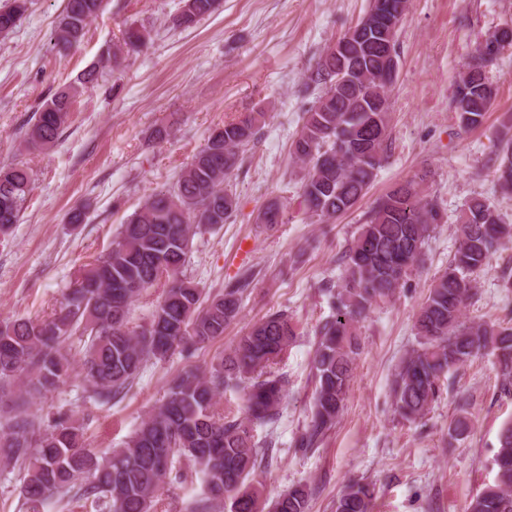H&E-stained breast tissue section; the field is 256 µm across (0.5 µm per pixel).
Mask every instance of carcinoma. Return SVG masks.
Returning a JSON list of instances; mask_svg holds the SVG:
<instances>
[{"instance_id":"1","label":"carcinoma","mask_w":512,"mask_h":512,"mask_svg":"<svg viewBox=\"0 0 512 512\" xmlns=\"http://www.w3.org/2000/svg\"><path fill=\"white\" fill-rule=\"evenodd\" d=\"M103 6V0H65L53 32L55 45L69 50ZM218 0H183L171 18L176 29L196 25L212 14ZM28 8L12 0L0 10V33L7 34ZM400 25L389 35L373 34L344 53L326 47L307 77L305 89L317 92L304 124L292 141L294 159L303 164L302 198L307 211L325 224L351 210L366 194L384 159L388 140L389 95L396 73L389 56H398ZM149 34L138 27L125 33L123 46L107 50L104 60L119 65L125 52H139ZM489 51L478 47L458 81L453 108L465 127L482 124L495 91L483 67L487 59L512 47V27ZM351 71L342 90L336 76ZM96 79L88 71L80 84L57 90L38 112L28 143L46 147L67 123L80 87ZM267 113H244L213 129L206 145L182 170L175 184L155 193L121 225L107 252L79 269L63 310L54 318L19 319L0 324V392L26 373L35 385L55 389L70 374L60 344L88 337L84 378L100 398L122 395L151 358L163 360L177 348L203 344L224 335L240 312L247 278L238 277L215 294L187 277L184 267L202 227L224 223L237 202L224 188L238 168L243 149L262 129ZM498 184L512 193V139L501 147ZM25 165L0 166V233L18 222L30 192ZM440 213L412 180L396 186L369 211L341 256V284H328L335 313L320 328L311 362L314 382L312 418L300 440L317 447L337 424L349 389L359 341L357 325L369 310L389 300L423 256L429 232ZM459 246L415 317L417 347L403 359L393 381L395 411L404 419L422 418L434 401L438 383L450 369L466 364L482 350L496 356L502 387L512 386V328L468 324L462 307L470 297L473 275L512 240L494 206L474 198L458 218ZM162 288L146 325L130 326L131 307L152 288ZM298 336L285 311L254 323L207 370L184 371L167 388L161 405L142 421L121 448L103 455L84 445L82 428L70 417L36 432L23 417L26 400L15 395L19 411L0 424L5 464L23 465L22 494L31 512H44L55 497L93 498L100 512H154L160 492L184 457L201 475L207 496L191 512H309L311 491L296 485L270 497L256 480L275 453L272 442L255 440L254 427L273 423L287 397V381L275 366ZM240 388L237 414L216 410L225 389ZM493 483L472 499L469 512H512V424L499 434ZM374 488L348 483L334 512H372Z\"/></svg>"}]
</instances>
